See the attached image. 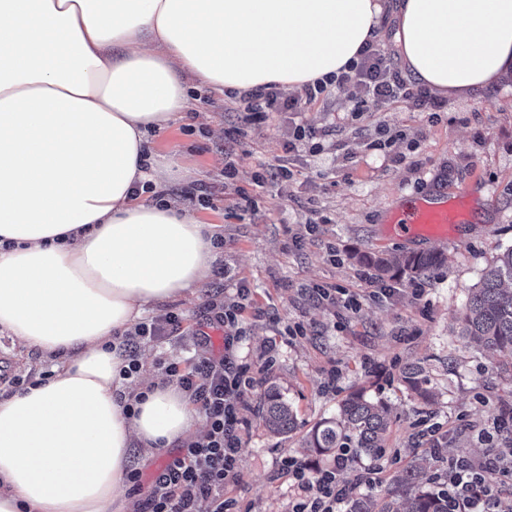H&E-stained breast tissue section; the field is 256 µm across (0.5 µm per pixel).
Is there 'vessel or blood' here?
Returning <instances> with one entry per match:
<instances>
[{"label":"vessel or blood","instance_id":"b4317fda","mask_svg":"<svg viewBox=\"0 0 512 512\" xmlns=\"http://www.w3.org/2000/svg\"><path fill=\"white\" fill-rule=\"evenodd\" d=\"M470 209L469 197L460 191L448 197L435 194L408 207L395 219L400 237L412 240L430 236H447L448 230L463 223Z\"/></svg>","mask_w":512,"mask_h":512}]
</instances>
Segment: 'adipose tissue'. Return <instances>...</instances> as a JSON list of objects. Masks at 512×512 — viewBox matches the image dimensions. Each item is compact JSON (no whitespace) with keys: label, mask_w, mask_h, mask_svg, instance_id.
I'll list each match as a JSON object with an SVG mask.
<instances>
[{"label":"adipose tissue","mask_w":512,"mask_h":512,"mask_svg":"<svg viewBox=\"0 0 512 512\" xmlns=\"http://www.w3.org/2000/svg\"><path fill=\"white\" fill-rule=\"evenodd\" d=\"M382 12V0H0V331L56 363L47 384L0 397V512H131L134 448L202 424L174 385L136 402L106 348L219 257L215 225L134 193L180 168L143 152L189 109L184 75L299 89L356 59ZM395 19L405 70L440 97L476 99L512 74V0H399Z\"/></svg>","instance_id":"1"}]
</instances>
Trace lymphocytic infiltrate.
Wrapping results in <instances>:
<instances>
[{"mask_svg":"<svg viewBox=\"0 0 512 512\" xmlns=\"http://www.w3.org/2000/svg\"><path fill=\"white\" fill-rule=\"evenodd\" d=\"M332 84L350 92L357 112L395 101L412 102L428 112L444 107L443 101L431 97L426 88L409 84L387 49L371 39L361 46L358 61L347 65L334 81H316L294 96L284 95L274 84L252 89L243 98L244 120L250 123L269 112L302 111ZM237 294V301L206 306L210 326L224 331L223 354L160 364L162 382L175 384L189 397L203 414L207 430L200 439L183 444L149 485H142L140 469L126 472L131 492L138 495L135 512H247L230 494L240 482L244 444L241 412L253 385L250 366L240 361L233 349L241 337L239 321L250 291L241 288ZM181 334L182 318L170 311L139 322L133 331L118 337L117 350L125 362L120 370L122 378L134 377L140 370L138 343L173 340ZM349 463L344 450L317 469L295 457H281L278 471L287 476L292 489L288 512H340L354 492L376 484L382 469L375 464L360 467L352 480H341L340 474ZM505 477L512 478V452L494 453L481 463L466 457L452 460L444 482L448 512H498L497 487Z\"/></svg>","mask_w":512,"mask_h":512,"instance_id":"1","label":"lymphocytic infiltrate"}]
</instances>
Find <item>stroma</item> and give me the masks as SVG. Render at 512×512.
Instances as JSON below:
<instances>
[{
	"mask_svg": "<svg viewBox=\"0 0 512 512\" xmlns=\"http://www.w3.org/2000/svg\"><path fill=\"white\" fill-rule=\"evenodd\" d=\"M191 98L183 119L150 134L148 150L178 156L183 171L165 180V200L219 225L224 246L199 288L148 308L150 318L181 314L185 332L175 343L142 344L140 375L156 376L158 359L203 353L195 330L206 304L250 288L235 348L254 384L242 412L235 495L251 512H287L280 457L305 458L303 436L355 391L392 410L386 479L417 454L432 455L442 473L451 459L512 448V419L504 415L512 375L456 334L470 288L512 247V77L434 116L401 101L356 112L349 93L334 88L304 111L245 126L241 97L200 87ZM299 127L314 131L320 151L294 142ZM229 160L235 176L228 181ZM283 161L292 178L255 183L261 167ZM462 188L473 197V216L456 241L415 243L389 233L401 200ZM245 194L254 210L242 211ZM415 250H439L448 260L414 279H382L356 260ZM320 286L331 288L330 298L317 296ZM413 365L435 402L408 388ZM272 387L297 414L293 433L275 435L263 424L260 406Z\"/></svg>",
	"mask_w": 512,
	"mask_h": 512,
	"instance_id": "stroma-1",
	"label": "stroma"
}]
</instances>
